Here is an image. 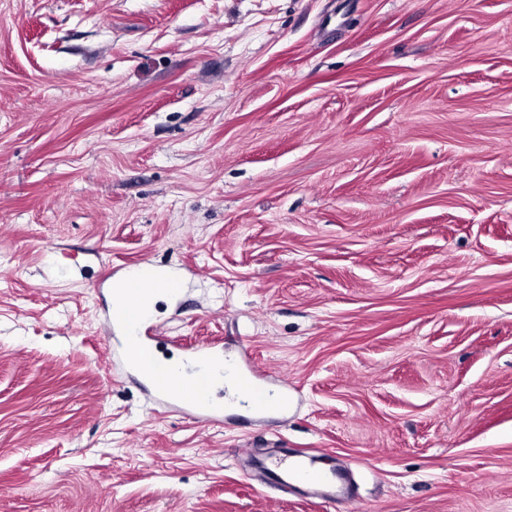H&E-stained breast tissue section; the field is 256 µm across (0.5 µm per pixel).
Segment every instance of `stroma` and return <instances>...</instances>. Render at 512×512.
<instances>
[{
	"label": "stroma",
	"instance_id": "stroma-1",
	"mask_svg": "<svg viewBox=\"0 0 512 512\" xmlns=\"http://www.w3.org/2000/svg\"><path fill=\"white\" fill-rule=\"evenodd\" d=\"M0 512H512V0H0ZM173 288H177V284L171 272L162 269L140 268L127 276L114 289L112 311L114 313L118 310H123L127 315V320L120 323V326L127 333V353L136 359L137 369L140 373L156 364L158 359L157 352L149 345L133 343L128 337L140 334V328L144 322L138 326L135 334L131 326L134 322L147 317L153 311L156 300L161 296L172 294L171 290ZM129 294L142 295L143 304L140 305L135 302L124 307L121 299ZM135 337L143 344L145 338L147 339V336L145 338L144 336ZM196 362L199 364L195 367V371L201 374L202 376L210 375V367L216 364H220L222 366L221 374L226 378L229 375V370L223 368L224 357L219 355L218 350H214L207 347L199 348L195 355L193 356ZM150 377L147 381L151 384L156 392L157 399L162 402L179 397L173 389L174 375L168 364H160L150 371ZM189 407L192 415L205 418L211 422H222L219 417V410L215 406H211L207 401L202 400L199 396L191 398H181ZM260 467L270 474L278 484L290 482L305 483L317 487H336V482L344 478L338 472H324L315 456H295L292 460L278 459L270 463L262 462Z\"/></svg>",
	"mask_w": 512,
	"mask_h": 512
}]
</instances>
